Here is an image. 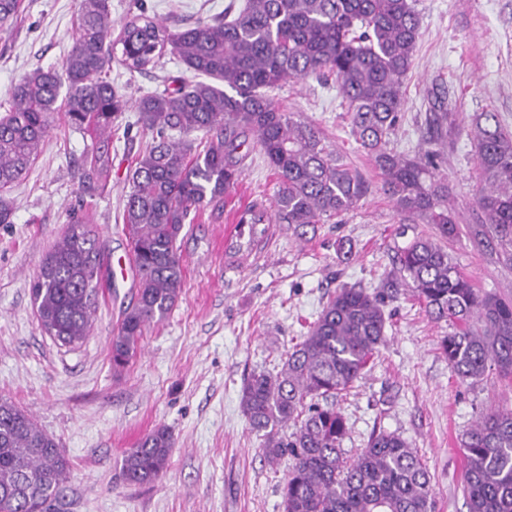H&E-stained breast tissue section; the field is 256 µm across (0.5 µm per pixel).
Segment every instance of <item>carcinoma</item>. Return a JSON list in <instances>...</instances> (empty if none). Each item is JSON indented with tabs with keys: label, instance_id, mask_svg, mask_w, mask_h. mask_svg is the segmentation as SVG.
Here are the masks:
<instances>
[{
	"label": "carcinoma",
	"instance_id": "obj_1",
	"mask_svg": "<svg viewBox=\"0 0 512 512\" xmlns=\"http://www.w3.org/2000/svg\"><path fill=\"white\" fill-rule=\"evenodd\" d=\"M22 0H0V34L8 32ZM420 37L418 0H245L222 19L169 28L140 14L112 39L110 0H80L77 30L61 69L35 68L15 83L0 113V224L11 223L9 189L38 157L50 133L61 88L72 128L94 135L83 166L89 189L112 175V120L132 107L152 135L128 174L123 223L137 273L134 301L112 331V368L123 371L150 324L166 317L183 281L177 241L191 213L223 207L239 181L238 154L252 143L280 188L272 205L245 210L240 224L304 228L341 217L362 199L359 174L330 152L321 131L294 119L269 91L310 76L336 80L348 104L352 132L375 160L383 191L401 221L431 224L397 255L379 288H339L292 345L275 373H253L240 405L261 434L267 461L289 457L283 512H435L434 493L418 449L401 435L373 431L353 458L342 444L348 421L338 399L354 387L386 342L384 307L406 288L436 322L452 331L441 341L448 366L462 382L493 368L512 379V299L482 292L441 241L456 232L448 178L439 171V126L434 114L417 154L396 153L390 137L404 109V81ZM130 71H145L170 52L195 81L134 102L112 87L116 47ZM209 139L202 152L194 136ZM479 175L483 215L475 237L497 241L512 264V132L495 112H481L468 132ZM68 230L41 260L31 285L38 323L63 346L91 335L102 290L103 243L91 219L73 208ZM171 431L159 426L128 449L122 472L129 483L155 480L168 468ZM469 512H512V409L480 414L461 442ZM70 469L53 437L28 411L0 399V512H51Z\"/></svg>",
	"mask_w": 512,
	"mask_h": 512
}]
</instances>
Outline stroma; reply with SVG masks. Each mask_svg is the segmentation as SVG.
Returning a JSON list of instances; mask_svg holds the SVG:
<instances>
[{"mask_svg":"<svg viewBox=\"0 0 512 512\" xmlns=\"http://www.w3.org/2000/svg\"><path fill=\"white\" fill-rule=\"evenodd\" d=\"M241 3L111 0L112 31L120 33L141 10L178 26ZM78 8L79 0H24L14 30L0 35V111L26 72L61 66ZM419 9L421 37L405 80L404 117L390 147L417 152L435 104L451 111L454 130L443 171L457 231L446 246L476 288L512 297V266L473 236L482 214L468 135L482 112L497 113L512 130V0H420ZM110 77L129 100L195 79L168 54L143 72L113 62ZM275 95L287 111L323 132L329 148L365 181V196L341 220L308 226L302 238L291 225H274L258 259L239 271L225 269L224 234L235 208L256 198L272 200L278 189L263 155L242 151V177L223 212L202 208L183 230L177 302L147 328L122 372L112 369L111 336L137 283L134 269L118 265L129 250L126 174L151 141L137 112H122L112 129V179L105 190L92 192L83 184L81 162L93 139L60 116L25 178L11 189L12 221L0 224V398L32 413L69 459L57 512H282L289 461H266L241 411L245 379L279 370L282 354L306 334L336 288L374 290L392 270L396 253L429 232L426 224L400 223L373 158L351 133L335 81L311 77ZM77 207L92 215L105 245L104 294L93 334L67 347L42 332L30 285L43 255L66 232L69 210ZM345 239L353 245L347 259L337 251ZM385 312L386 344L339 402L350 428L346 454L355 456L372 431L398 433L427 464L435 512H468L461 440L483 410L512 408V387L493 370L460 383L440 349L448 324L431 320L408 293ZM161 425L175 439L166 472L150 483H126L125 451Z\"/></svg>","mask_w":512,"mask_h":512,"instance_id":"1","label":"stroma"}]
</instances>
